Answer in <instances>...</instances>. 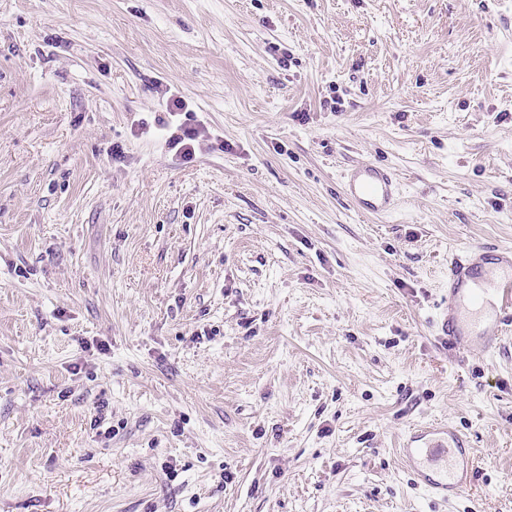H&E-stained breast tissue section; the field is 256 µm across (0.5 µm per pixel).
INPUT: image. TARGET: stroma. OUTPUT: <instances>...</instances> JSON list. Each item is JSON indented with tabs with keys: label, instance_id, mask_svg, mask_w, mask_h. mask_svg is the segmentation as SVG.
Instances as JSON below:
<instances>
[{
	"label": "stroma",
	"instance_id": "stroma-1",
	"mask_svg": "<svg viewBox=\"0 0 512 512\" xmlns=\"http://www.w3.org/2000/svg\"><path fill=\"white\" fill-rule=\"evenodd\" d=\"M188 105L211 139L167 143ZM378 161L396 211L357 213ZM512 0H0V512H512ZM473 448L449 503L398 450ZM342 195L357 211L384 216L397 205L399 187L394 174L372 162L348 169L341 184ZM512 325V249L466 247L448 260V303L438 322L449 346L495 349Z\"/></svg>",
	"mask_w": 512,
	"mask_h": 512
}]
</instances>
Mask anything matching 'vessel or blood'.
Masks as SVG:
<instances>
[{"mask_svg":"<svg viewBox=\"0 0 512 512\" xmlns=\"http://www.w3.org/2000/svg\"><path fill=\"white\" fill-rule=\"evenodd\" d=\"M341 191L355 210L375 216L391 213L399 195L393 173L372 162L348 169ZM511 330L512 249L485 244L452 254L448 302L438 322L440 336L451 346L475 340L490 351ZM400 454L419 482L441 500L456 499L475 484L471 445L457 429H419Z\"/></svg>","mask_w":512,"mask_h":512,"instance_id":"vessel-or-blood-1","label":"vessel or blood"}]
</instances>
